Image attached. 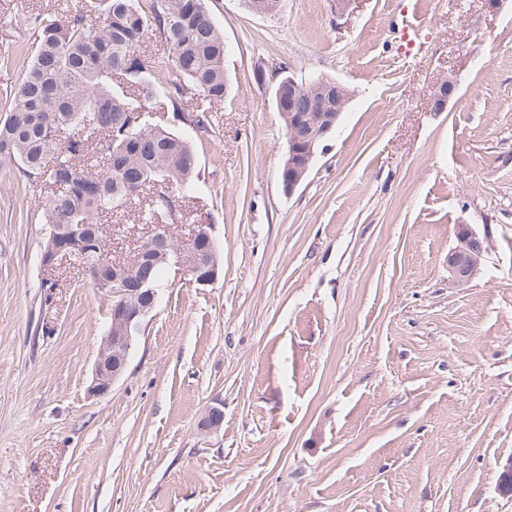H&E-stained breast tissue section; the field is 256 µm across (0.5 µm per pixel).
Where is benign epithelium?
Returning <instances> with one entry per match:
<instances>
[{
  "label": "benign epithelium",
  "mask_w": 512,
  "mask_h": 512,
  "mask_svg": "<svg viewBox=\"0 0 512 512\" xmlns=\"http://www.w3.org/2000/svg\"><path fill=\"white\" fill-rule=\"evenodd\" d=\"M455 91L453 79L439 84L434 92L435 110L443 111L448 99ZM278 104L288 103V111L282 116L288 120L287 143L281 172L285 173L283 186L293 191L305 179L311 161L321 143L337 128L347 104L345 88L331 80L317 81L315 92H306L293 77H288V98H283L281 88H276ZM200 249L186 256L172 253L164 224L155 225L153 233L146 238L145 247L137 256V264H145L156 258L170 259L174 273L189 276L201 285L212 282L218 273L214 257L218 247L212 238L209 225L200 224L193 233ZM459 245L448 257V271L453 284L463 286L479 271L483 248L469 226L459 232ZM112 288L117 299L112 305V322L103 348L93 367L90 393L95 396L107 394L123 375L135 336L141 324L154 309L158 291L146 280H139L134 270L124 266L112 267ZM223 411L217 407L208 410L201 421V429L215 431L223 423Z\"/></svg>",
  "instance_id": "1"
}]
</instances>
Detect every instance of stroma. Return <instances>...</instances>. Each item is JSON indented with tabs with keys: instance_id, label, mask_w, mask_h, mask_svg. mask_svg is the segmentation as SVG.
I'll return each mask as SVG.
<instances>
[{
	"instance_id": "1",
	"label": "stroma",
	"mask_w": 512,
	"mask_h": 512,
	"mask_svg": "<svg viewBox=\"0 0 512 512\" xmlns=\"http://www.w3.org/2000/svg\"><path fill=\"white\" fill-rule=\"evenodd\" d=\"M92 2L0 0V116L34 15ZM206 6L228 92L170 232L210 225L218 275L165 274L107 395L88 387L115 296L43 266L44 188L0 163V512H512V0ZM282 70L351 95L291 192ZM100 221L115 253L151 230ZM463 224L485 259L456 287Z\"/></svg>"
}]
</instances>
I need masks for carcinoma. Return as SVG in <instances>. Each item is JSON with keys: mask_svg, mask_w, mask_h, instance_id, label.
Listing matches in <instances>:
<instances>
[{"mask_svg": "<svg viewBox=\"0 0 512 512\" xmlns=\"http://www.w3.org/2000/svg\"><path fill=\"white\" fill-rule=\"evenodd\" d=\"M152 26L169 49L158 75L137 54ZM33 27V61L0 120V160L19 161L27 179L45 185V244L63 247L80 270L105 268L110 282L112 253L99 215L134 204L147 222L170 218L194 187L189 137L149 124L141 100L163 95L189 129H207L210 109L186 106L224 101V34L205 0H96L92 16L39 13ZM117 79L125 90L112 88ZM158 182L166 190L155 193Z\"/></svg>", "mask_w": 512, "mask_h": 512, "instance_id": "obj_1", "label": "carcinoma"}]
</instances>
